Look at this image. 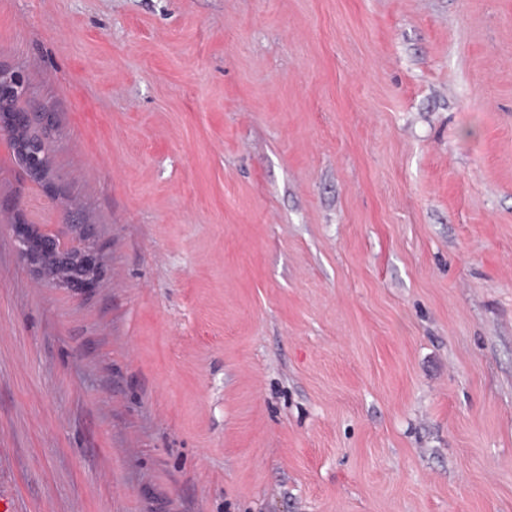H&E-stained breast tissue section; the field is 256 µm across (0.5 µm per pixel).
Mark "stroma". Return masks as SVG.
Wrapping results in <instances>:
<instances>
[{"mask_svg": "<svg viewBox=\"0 0 512 512\" xmlns=\"http://www.w3.org/2000/svg\"><path fill=\"white\" fill-rule=\"evenodd\" d=\"M0 74L19 512H512V0H0ZM38 120L37 112H1L0 139L6 138L12 143L11 139L15 132L32 126ZM18 254L41 281L59 284L79 294L99 275L89 224L11 225Z\"/></svg>", "mask_w": 512, "mask_h": 512, "instance_id": "obj_1", "label": "stroma"}]
</instances>
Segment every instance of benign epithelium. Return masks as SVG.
Here are the masks:
<instances>
[{
    "label": "benign epithelium",
    "mask_w": 512,
    "mask_h": 512,
    "mask_svg": "<svg viewBox=\"0 0 512 512\" xmlns=\"http://www.w3.org/2000/svg\"><path fill=\"white\" fill-rule=\"evenodd\" d=\"M39 120L35 112L0 114V139ZM18 254L41 281L74 292L89 288L99 275L97 254L87 224H49L37 230L31 224L11 225Z\"/></svg>",
    "instance_id": "benign-epithelium-1"
}]
</instances>
